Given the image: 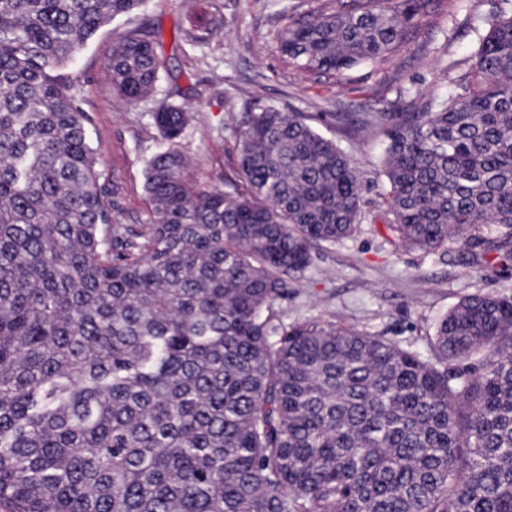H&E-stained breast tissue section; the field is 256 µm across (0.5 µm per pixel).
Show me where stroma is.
Masks as SVG:
<instances>
[{"label":"stroma","instance_id":"stroma-1","mask_svg":"<svg viewBox=\"0 0 512 512\" xmlns=\"http://www.w3.org/2000/svg\"><path fill=\"white\" fill-rule=\"evenodd\" d=\"M316 0H146L100 28L65 68L91 124L99 183L122 182L119 223L142 224L151 216L144 171L161 140L154 114L162 104H186L191 115L180 141L192 177L201 186L231 190L239 183L235 117L263 84L271 102L284 110L307 112L315 130L348 154L361 175L364 220L353 237L312 252L311 265L288 281V294L274 307L287 324L306 319L331 322L429 353L438 319L461 298L476 294L512 297V257L492 253L480 263L459 245L445 255L402 247L383 220V178L378 170V135L339 131L337 112L420 110L436 93L446 62L468 68L475 28H487L491 0H450L449 17L421 26L381 74L345 88L301 79L278 50L282 7L295 14ZM222 22L192 42L184 31L195 12ZM158 40L160 77L153 93L134 105L112 89L106 64L114 40L128 31ZM414 92L412 103L399 99Z\"/></svg>","mask_w":512,"mask_h":512}]
</instances>
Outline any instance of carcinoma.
Instances as JSON below:
<instances>
[{"mask_svg":"<svg viewBox=\"0 0 512 512\" xmlns=\"http://www.w3.org/2000/svg\"><path fill=\"white\" fill-rule=\"evenodd\" d=\"M144 0H0V505L7 512H512V299L475 294L431 355L273 307L312 250L354 236L345 151L257 93L236 122L244 189H204L182 104L145 169L146 224L114 219L62 68ZM448 0H324L278 32L288 66L344 86L386 69ZM421 112H336L384 137L392 236L476 262L512 253V0ZM128 103L155 42L107 63Z\"/></svg>","mask_w":512,"mask_h":512,"instance_id":"obj_1","label":"carcinoma"}]
</instances>
